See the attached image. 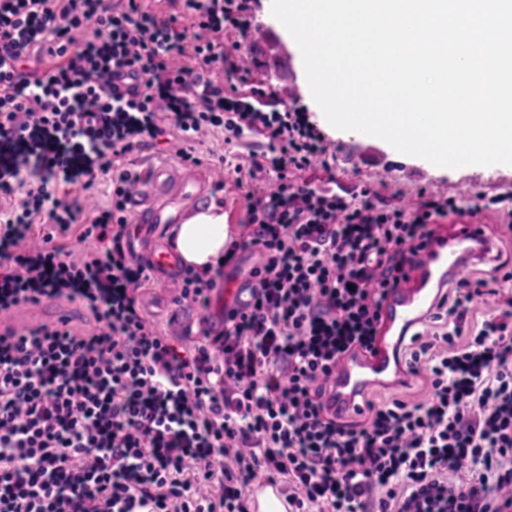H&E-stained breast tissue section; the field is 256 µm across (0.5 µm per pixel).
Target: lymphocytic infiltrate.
Wrapping results in <instances>:
<instances>
[{"label": "lymphocytic infiltrate", "mask_w": 512, "mask_h": 512, "mask_svg": "<svg viewBox=\"0 0 512 512\" xmlns=\"http://www.w3.org/2000/svg\"><path fill=\"white\" fill-rule=\"evenodd\" d=\"M179 4L160 19L141 0H0V197L24 191L0 213V314L64 300L98 325L0 333V512H249L245 489L262 479L295 512H512V261L443 292L411 336L423 396L367 401L348 423L321 385L340 356L372 348L384 293L433 224L478 205L411 210L295 181L325 137L225 50L250 29V0ZM37 46L54 59L42 71ZM210 129L229 144L262 136L245 178L277 188L249 191L214 274L185 270L178 303L204 310L241 252L259 255L250 311L225 310L223 330L183 352L139 306L151 272L124 248L132 174L115 163L174 133L181 162L200 165ZM101 174L111 204L85 225L87 249L21 250L36 219L67 234L83 205L65 187L90 191Z\"/></svg>", "instance_id": "obj_1"}]
</instances>
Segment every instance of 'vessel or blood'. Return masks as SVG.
Returning a JSON list of instances; mask_svg holds the SVG:
<instances>
[{"label":"vessel or blood","mask_w":512,"mask_h":512,"mask_svg":"<svg viewBox=\"0 0 512 512\" xmlns=\"http://www.w3.org/2000/svg\"><path fill=\"white\" fill-rule=\"evenodd\" d=\"M262 42L268 49L265 57L268 67L283 77L279 86L280 100L287 103L296 99L299 89L291 76L292 58L277 51L274 31L263 32ZM336 157L348 167L363 164L382 169L387 165L383 157L364 152L356 138L338 143ZM216 178L213 172L166 165L152 168L130 188L133 226L126 247L135 254L146 253L147 262L159 279V288L151 296L158 305L175 307L171 290L180 284L183 273L182 261L160 234L166 226L179 223L183 211L194 207ZM492 250L491 240L473 214L459 215L449 232L435 234L421 251L419 265L409 280L386 292L375 351L342 357L326 378L325 400L331 411L345 414L361 408L372 386L401 368L406 340L434 304L437 289L454 288L468 276L473 265L492 262ZM252 282L246 272L226 275L227 305L244 306L250 299ZM246 495L251 512L293 510L283 487L274 481L253 483Z\"/></svg>","instance_id":"b4317fda"}]
</instances>
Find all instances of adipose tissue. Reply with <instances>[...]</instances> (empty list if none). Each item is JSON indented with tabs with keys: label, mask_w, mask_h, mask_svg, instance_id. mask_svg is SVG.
I'll use <instances>...</instances> for the list:
<instances>
[{
	"label": "adipose tissue",
	"mask_w": 512,
	"mask_h": 512,
	"mask_svg": "<svg viewBox=\"0 0 512 512\" xmlns=\"http://www.w3.org/2000/svg\"><path fill=\"white\" fill-rule=\"evenodd\" d=\"M231 242V228L222 208L212 205L176 225L172 243L184 263L203 273L216 269Z\"/></svg>",
	"instance_id": "adipose-tissue-1"
}]
</instances>
